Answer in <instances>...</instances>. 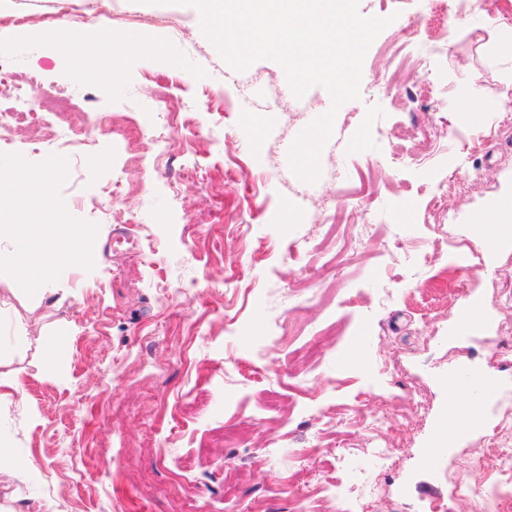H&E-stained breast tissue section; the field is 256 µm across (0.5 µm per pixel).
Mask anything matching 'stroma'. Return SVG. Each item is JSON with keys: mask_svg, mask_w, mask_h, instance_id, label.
<instances>
[{"mask_svg": "<svg viewBox=\"0 0 512 512\" xmlns=\"http://www.w3.org/2000/svg\"><path fill=\"white\" fill-rule=\"evenodd\" d=\"M8 0L30 14L1 26L16 77L69 103L36 125L0 127V166L42 174L41 211L0 205V223L76 225L83 258L39 285L13 274L0 244V441L25 476L0 484L6 512H345L328 483L368 472L372 512H478L477 450L512 416V244L468 229L512 195V55L499 50L512 0H359L389 18L362 65L360 97L336 109L317 181L288 151L332 109L320 85L295 97L271 60L233 69L175 0ZM132 30L160 56L89 54L119 78L76 79L75 59L43 38L40 16ZM407 39L415 78L389 74ZM85 128L84 144L71 130ZM166 138L155 156L154 136ZM419 162H397L409 140ZM453 222L433 209L450 175ZM347 217L335 242L322 227ZM479 305L484 332L452 336L456 309ZM395 364L380 370L383 356ZM502 375L484 425L422 462L448 368ZM422 410H407L408 399ZM388 415L385 428L375 419ZM396 443L382 470L376 444ZM468 493H452L456 475Z\"/></svg>", "mask_w": 512, "mask_h": 512, "instance_id": "1", "label": "stroma"}]
</instances>
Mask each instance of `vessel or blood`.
I'll list each match as a JSON object with an SVG mask.
<instances>
[{
	"instance_id": "vessel-or-blood-1",
	"label": "vessel or blood",
	"mask_w": 512,
	"mask_h": 512,
	"mask_svg": "<svg viewBox=\"0 0 512 512\" xmlns=\"http://www.w3.org/2000/svg\"><path fill=\"white\" fill-rule=\"evenodd\" d=\"M500 382L478 364H466L450 367L448 370V405L440 414L426 442L425 463L430 471H437L438 456L446 437L458 439L468 437L476 428L471 414L470 404L459 402L455 396L457 388H466L472 402H486L498 392Z\"/></svg>"
}]
</instances>
